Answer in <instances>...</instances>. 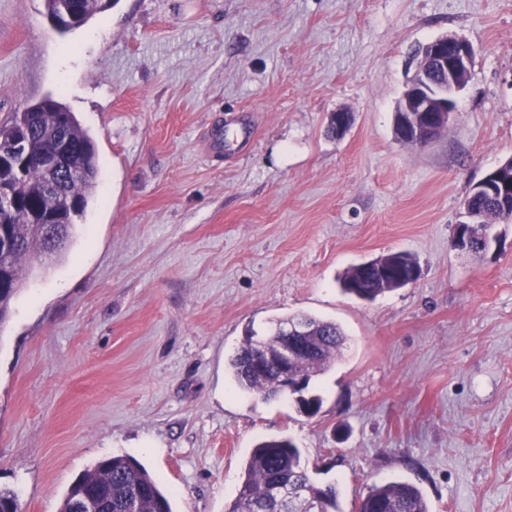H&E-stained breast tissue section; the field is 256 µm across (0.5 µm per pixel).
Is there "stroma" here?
Instances as JSON below:
<instances>
[{"instance_id": "35a3bbf8", "label": "stroma", "mask_w": 512, "mask_h": 512, "mask_svg": "<svg viewBox=\"0 0 512 512\" xmlns=\"http://www.w3.org/2000/svg\"><path fill=\"white\" fill-rule=\"evenodd\" d=\"M442 35L471 45L470 76L416 149L394 133L405 62ZM48 96L100 174L0 329V487L22 512H59L112 455L174 512H226L252 449L281 437L342 512L397 480L430 512H512V220L483 256L451 245L472 184L512 157V0H111L64 35L44 0H0V126ZM244 112L254 146L212 160L205 125L230 134ZM398 251L415 283L342 292ZM298 315L347 335L313 417L227 368L246 330Z\"/></svg>"}]
</instances>
